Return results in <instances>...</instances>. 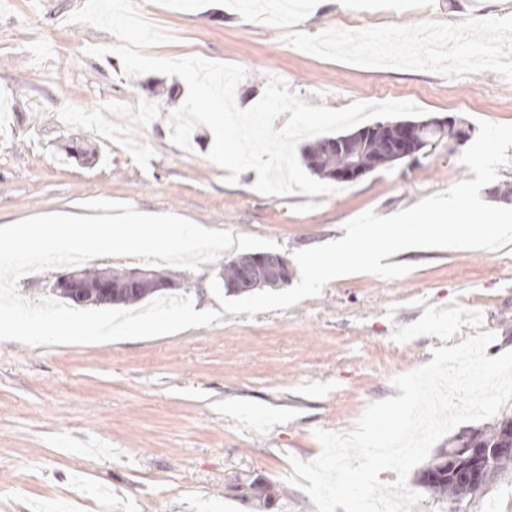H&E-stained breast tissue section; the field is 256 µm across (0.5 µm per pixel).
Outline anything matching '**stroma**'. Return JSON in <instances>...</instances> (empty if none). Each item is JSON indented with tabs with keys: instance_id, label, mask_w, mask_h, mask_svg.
I'll list each match as a JSON object with an SVG mask.
<instances>
[{
	"instance_id": "obj_1",
	"label": "stroma",
	"mask_w": 512,
	"mask_h": 512,
	"mask_svg": "<svg viewBox=\"0 0 512 512\" xmlns=\"http://www.w3.org/2000/svg\"><path fill=\"white\" fill-rule=\"evenodd\" d=\"M83 3L0 0V225L107 199L258 236L289 258L365 211L391 215L473 177L464 145L445 139L328 195L226 182L207 127L190 149L171 140L185 82L87 56L117 39L70 22ZM134 4L171 36L148 55L246 69L242 108L276 77L313 106L409 100L470 127L512 123V0H310L292 16L268 0ZM426 19L455 32L435 59ZM391 261L409 272L352 274L287 309L174 334L0 342V512H317L286 481L289 457L318 456L315 430L351 431L432 349L490 331L488 357L512 351V244Z\"/></svg>"
}]
</instances>
